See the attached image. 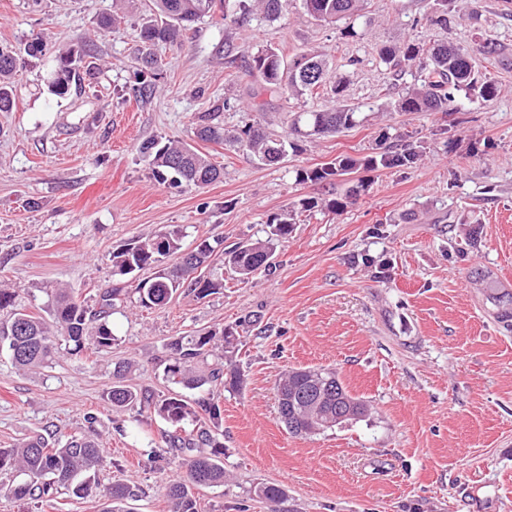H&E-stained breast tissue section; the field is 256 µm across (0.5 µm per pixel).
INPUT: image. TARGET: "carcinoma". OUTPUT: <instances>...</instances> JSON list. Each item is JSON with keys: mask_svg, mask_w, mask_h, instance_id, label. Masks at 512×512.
Here are the masks:
<instances>
[{"mask_svg": "<svg viewBox=\"0 0 512 512\" xmlns=\"http://www.w3.org/2000/svg\"><path fill=\"white\" fill-rule=\"evenodd\" d=\"M150 18L140 27L136 39L139 61L152 74L161 69L157 56L160 46H180L186 31L198 20L225 11V3L247 19L262 15L275 22L288 14L290 0H153ZM453 0H435L426 21L448 27V4ZM304 12L327 24H336L365 9V0H301ZM43 36L37 35L20 47L0 44V112H9L14 105V76L23 67L26 57L42 52ZM394 81L414 76L415 84L404 86L391 96L388 109L393 112H440L450 115L461 111L457 104L460 93L472 92L485 101L497 96L493 80H479L468 49L462 45L425 47L408 40L401 45H384L377 52ZM250 65L261 78L263 88L296 99L331 96L333 106L321 111L294 112L289 134L294 139L275 138L261 124L242 115L241 124L229 130L218 121L220 110L197 116L193 134L203 142L248 151L266 165H277L288 155L300 150V141L314 139L360 123L359 107L346 102L348 78L336 72L323 55L308 51L285 59L272 47L249 52ZM82 53L70 48L59 54L51 91L58 96L70 92L72 82L79 79ZM139 153L160 184L203 189L216 182L222 171L210 158L188 142L151 139L139 147ZM419 154L408 144H393L382 151L363 157L340 155L314 169L296 171L299 183H329L337 177L358 170L372 171L379 167H410ZM297 210L283 209L268 216L266 237L237 243L223 251V241L202 238L186 253L184 231L180 226H165L150 237H135L112 251L114 274L133 276L151 269L153 274L137 280L134 291L146 309L166 306L182 288L199 299L224 288V274L210 268L212 256L225 255L224 263L240 281L252 278L259 271L271 269V258L278 242L288 238L296 224ZM47 305L35 313L21 304L19 290L0 285V348L6 349L12 363L19 369L42 368L64 351L78 356L86 351L106 352L112 348V311L121 300L123 289L106 288L94 295L93 304L78 299L66 287L47 288ZM238 327L199 330L192 336H179L165 344L164 376L177 388L169 396L157 399L148 390H137L126 384L134 363L122 361L112 371V386L105 400L114 411L138 406L172 427L166 435L168 447L182 457L185 473L171 480L164 495L168 512H200L196 490L224 484V444L222 410L213 389H238L243 379L234 366L222 362L219 351L234 347L239 340ZM338 377L329 368H301L289 371L276 382V390L288 391L287 411L279 416L288 432L303 435L324 432L336 427V391L326 388V380ZM196 392L190 398L183 394ZM206 422L188 430L185 424ZM99 444L88 436H70L64 440L53 432L34 435L12 448H0V471L14 470L22 475L18 482L0 484V492L17 502H43L66 489L78 498L104 499L101 512H132L129 502L135 494L129 485L114 482L100 485L98 471L104 467ZM254 494L268 506V512H288L287 490L275 484H258Z\"/></svg>", "mask_w": 512, "mask_h": 512, "instance_id": "cac0c4a2", "label": "carcinoma"}]
</instances>
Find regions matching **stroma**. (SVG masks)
<instances>
[{
    "label": "stroma",
    "instance_id": "obj_1",
    "mask_svg": "<svg viewBox=\"0 0 512 512\" xmlns=\"http://www.w3.org/2000/svg\"><path fill=\"white\" fill-rule=\"evenodd\" d=\"M434 0H369L356 38L304 16L298 0L269 23L243 26L205 17L181 48H160L152 95L134 97L140 67L135 32L152 0H0V43L42 33V54L16 75V105L0 112V282L19 288L29 309L45 287L79 297L124 288L111 317V351L87 358L58 354L35 371L0 351V448L44 429L94 438L107 459L101 484H128L135 512H166L163 492L178 471L166 423L128 409L110 411L105 394L116 361L137 369L131 382L169 394L163 346L202 328L251 318L226 363L244 375L224 390V485L200 490L201 512H266L256 484L288 491V512H512V320L498 296L512 294V0H455L449 29L426 24ZM120 12L108 28L102 17ZM467 46L500 92L491 101L461 98L447 121L435 112H390L379 44L408 38ZM502 53L488 63L486 40ZM85 43L92 85L50 93L58 53ZM284 56L317 51L342 66L346 99L362 120L301 145L281 164L202 142L224 169L201 190L157 183L138 153L152 138L187 139L192 121L214 101L237 125L260 79L244 45ZM256 118L267 132L287 131L290 113L323 108L324 99H264ZM419 153L413 167L379 168L301 184L297 170L348 154L378 151L382 134ZM360 192L347 208L301 213L271 271L199 299L177 296L145 309L110 255L130 238L167 225L186 231L185 247L205 237L225 245L262 237L268 215L314 197ZM334 369L371 414L310 436L289 434L277 414L275 383L292 368ZM95 422H87V414ZM95 498L60 491L54 501L21 504L0 495V512H99Z\"/></svg>",
    "mask_w": 512,
    "mask_h": 512
}]
</instances>
